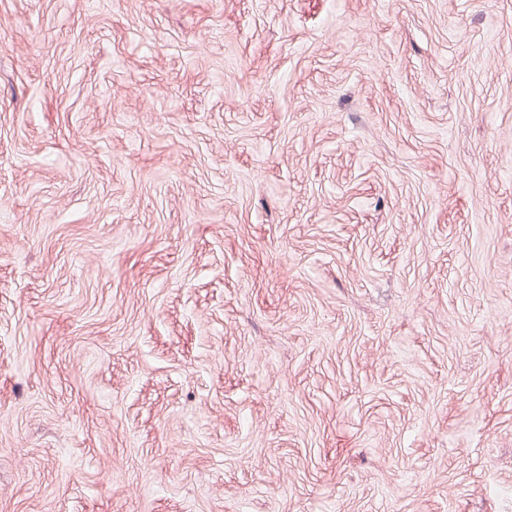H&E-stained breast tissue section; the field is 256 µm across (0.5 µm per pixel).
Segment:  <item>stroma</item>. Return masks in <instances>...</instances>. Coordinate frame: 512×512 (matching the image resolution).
Here are the masks:
<instances>
[{
    "label": "stroma",
    "instance_id": "obj_1",
    "mask_svg": "<svg viewBox=\"0 0 512 512\" xmlns=\"http://www.w3.org/2000/svg\"><path fill=\"white\" fill-rule=\"evenodd\" d=\"M0 512H512V0H0Z\"/></svg>",
    "mask_w": 512,
    "mask_h": 512
}]
</instances>
